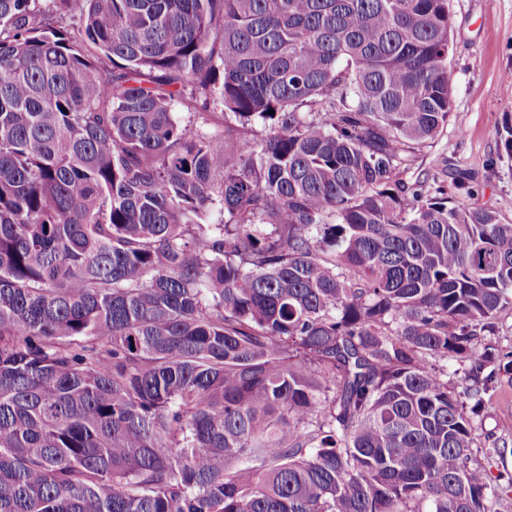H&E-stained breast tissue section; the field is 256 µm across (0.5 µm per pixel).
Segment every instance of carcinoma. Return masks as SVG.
<instances>
[{"label":"carcinoma","mask_w":512,"mask_h":512,"mask_svg":"<svg viewBox=\"0 0 512 512\" xmlns=\"http://www.w3.org/2000/svg\"><path fill=\"white\" fill-rule=\"evenodd\" d=\"M33 2L0 0V512H501L512 224L406 178L448 0H50L78 40ZM49 0H37L36 5L40 10L42 18L52 26L68 29L72 36H79L81 30L79 12L75 11L65 15H59L51 11ZM173 112H175L176 118L181 121H187L189 118L194 119L199 112H210L207 114L205 127L212 135L222 137L224 133V109L219 105L203 109L201 101L187 99L176 103L173 106ZM494 333L490 336L492 344L501 348L512 345V309H506L499 315ZM483 430L477 438V446L489 448L502 440L512 446V381L502 377L500 383L489 392L482 407ZM512 448V447H511Z\"/></svg>","instance_id":"cac0c4a2"}]
</instances>
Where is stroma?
<instances>
[{
    "mask_svg": "<svg viewBox=\"0 0 512 512\" xmlns=\"http://www.w3.org/2000/svg\"><path fill=\"white\" fill-rule=\"evenodd\" d=\"M453 30L448 57L452 113L421 149L410 177L451 187L463 182L472 206L497 211L512 224V153L499 144L512 125V0H449ZM481 448L512 445V381L501 380L482 407Z\"/></svg>",
    "mask_w": 512,
    "mask_h": 512,
    "instance_id": "35a3bbf8",
    "label": "stroma"
}]
</instances>
